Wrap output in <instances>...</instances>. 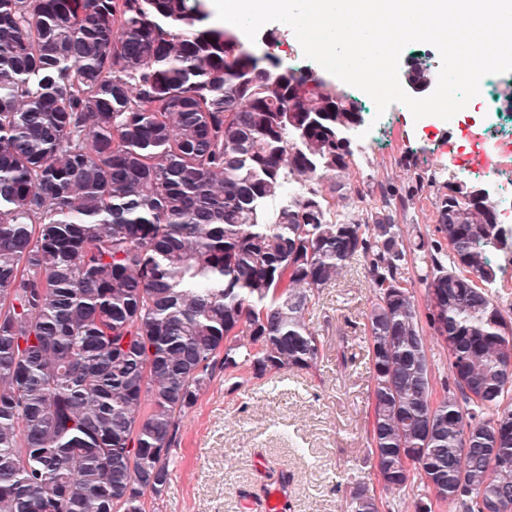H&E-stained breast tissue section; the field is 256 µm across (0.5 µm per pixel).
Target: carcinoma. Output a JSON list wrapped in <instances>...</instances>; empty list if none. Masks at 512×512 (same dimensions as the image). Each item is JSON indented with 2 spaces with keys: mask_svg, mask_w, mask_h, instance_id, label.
I'll return each instance as SVG.
<instances>
[{
  "mask_svg": "<svg viewBox=\"0 0 512 512\" xmlns=\"http://www.w3.org/2000/svg\"><path fill=\"white\" fill-rule=\"evenodd\" d=\"M199 0H0V512H145L179 420L216 372L236 390L316 366L304 315L362 257L387 490L415 512L512 505V320L493 298L512 227L480 188L436 189L438 238L344 179L354 102L269 70ZM428 287L426 321L405 279ZM448 351L442 394L425 329ZM357 484L346 512H380Z\"/></svg>",
  "mask_w": 512,
  "mask_h": 512,
  "instance_id": "obj_1",
  "label": "carcinoma"
}]
</instances>
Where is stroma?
Masks as SVG:
<instances>
[{
	"instance_id": "35a3bbf8",
	"label": "stroma",
	"mask_w": 512,
	"mask_h": 512,
	"mask_svg": "<svg viewBox=\"0 0 512 512\" xmlns=\"http://www.w3.org/2000/svg\"><path fill=\"white\" fill-rule=\"evenodd\" d=\"M251 49L272 51L285 66L308 60L293 30L270 22ZM454 131L436 126L425 137L406 106L392 104L371 143H358L349 178L364 187L357 211L381 206L378 186L411 198L398 212L405 235L434 236V186L448 180L441 164ZM355 259L305 315L323 351L315 368L249 379L236 390L216 378L183 417L171 457V479L146 512H270L278 476L292 477L290 512H342L352 481L364 483L398 512H414L413 497L384 489L369 453L371 373L365 314L373 294Z\"/></svg>"
}]
</instances>
